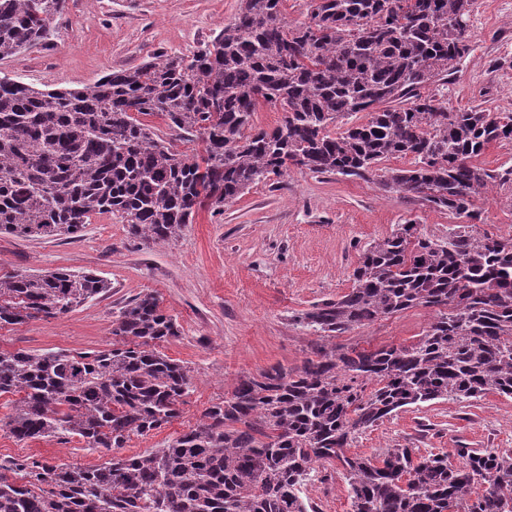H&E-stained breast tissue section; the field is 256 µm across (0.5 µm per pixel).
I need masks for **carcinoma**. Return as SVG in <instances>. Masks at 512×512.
Returning a JSON list of instances; mask_svg holds the SVG:
<instances>
[{
  "mask_svg": "<svg viewBox=\"0 0 512 512\" xmlns=\"http://www.w3.org/2000/svg\"><path fill=\"white\" fill-rule=\"evenodd\" d=\"M283 2L241 0L192 55L156 54L80 89L0 77V234L73 236L110 213L133 238L168 241L293 167L413 194L470 222L476 201L512 191V166L477 164L512 141V112H450L417 92L448 82L469 54L474 0H309L296 25ZM64 3L0 0V60L49 44ZM262 101L285 112L273 129L253 123ZM156 112L200 148L184 154L138 119ZM358 112L367 122L330 134ZM399 157L412 167L380 168ZM107 288L64 269L0 276V328L65 315ZM417 307L432 319L409 344L332 342ZM295 320L321 338L313 356L240 379L164 448L95 467L0 462V512H316L304 487L318 466L342 468L352 512H512V450L458 448V467L413 448L348 454L355 433L404 407L512 397V238L458 225L431 239L399 224L363 248L347 293ZM112 335L92 353L0 352L16 439L122 448L180 416L192 375L158 350L180 335L176 319L147 293L118 310Z\"/></svg>",
  "mask_w": 512,
  "mask_h": 512,
  "instance_id": "obj_1",
  "label": "carcinoma"
}]
</instances>
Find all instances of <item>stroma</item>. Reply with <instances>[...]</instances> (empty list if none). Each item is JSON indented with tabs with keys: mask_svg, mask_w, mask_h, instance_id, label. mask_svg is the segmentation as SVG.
Here are the masks:
<instances>
[{
	"mask_svg": "<svg viewBox=\"0 0 512 512\" xmlns=\"http://www.w3.org/2000/svg\"><path fill=\"white\" fill-rule=\"evenodd\" d=\"M241 0H65L49 45L0 60V76L45 89H76L111 71L130 68L164 51L190 53L237 14ZM471 50L447 83L431 82L422 95L447 101L449 111L512 112V0H475ZM475 232L512 237V201L499 192L477 201ZM415 224L420 236L447 235L457 220L411 194L386 192L340 175L291 172L252 185L223 213H199L167 242L130 238L109 214L93 216L74 237L0 235V275L56 269L91 271L107 293L75 311L0 329V350L36 353L98 351L112 345V320L139 294L151 293L180 328L161 343L189 367L193 387L181 415L161 429L132 435L125 447H86L72 439L18 441L8 429L11 396L0 397V460L97 466L166 446L196 426L203 412L231 393L236 380L274 364L296 366L319 338L295 317L352 286L368 243L397 225ZM431 319L424 308L352 328L344 345L404 344ZM512 449V398L494 394L470 402L440 400L403 408L356 434L350 453L363 457L408 446L420 455L447 454L459 465V444ZM305 494L316 512H352L336 469L322 471Z\"/></svg>",
	"mask_w": 512,
	"mask_h": 512,
	"instance_id": "obj_1",
	"label": "stroma"
}]
</instances>
